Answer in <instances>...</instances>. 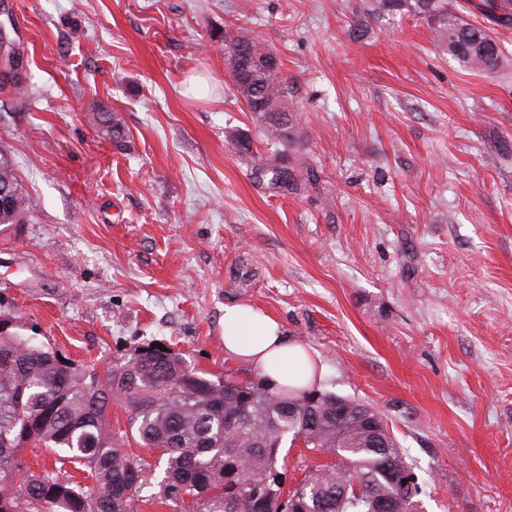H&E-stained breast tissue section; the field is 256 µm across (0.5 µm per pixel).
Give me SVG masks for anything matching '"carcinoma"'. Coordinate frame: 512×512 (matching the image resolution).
I'll return each instance as SVG.
<instances>
[{
  "label": "carcinoma",
  "instance_id": "carcinoma-1",
  "mask_svg": "<svg viewBox=\"0 0 512 512\" xmlns=\"http://www.w3.org/2000/svg\"><path fill=\"white\" fill-rule=\"evenodd\" d=\"M369 9L425 23L433 45L468 71L495 74L504 66L492 33L512 27V0H370ZM464 10L490 26L465 21ZM241 45L249 48L252 82L235 97L247 105L268 154L253 149L248 132L231 133V146L250 159L258 187L273 196L307 195L318 176L300 151L301 115L288 104L281 60L241 27L224 32L225 69L238 62ZM0 80L26 94L29 80L19 66L3 65ZM98 119L113 143L124 142L117 119L102 109ZM6 182L18 184V176L0 150V184ZM26 210L19 193L0 225L23 223ZM11 321L10 334L0 335V512H140L152 464L129 454L130 440L165 460L153 500L175 512H257L251 484L279 465L284 440L299 434L330 462L304 468L288 488L298 512H375L383 497L391 512H422L417 477L387 422L377 433L365 427L368 404L317 387L273 392L239 371L209 374L172 348L161 356L118 353L101 372L25 335L17 316ZM114 400L126 412L125 429L112 425ZM28 448L53 453L54 466L27 469ZM73 466L91 482L76 481Z\"/></svg>",
  "mask_w": 512,
  "mask_h": 512
}]
</instances>
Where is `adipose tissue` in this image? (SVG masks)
<instances>
[{
    "label": "adipose tissue",
    "instance_id": "adipose-tissue-1",
    "mask_svg": "<svg viewBox=\"0 0 512 512\" xmlns=\"http://www.w3.org/2000/svg\"><path fill=\"white\" fill-rule=\"evenodd\" d=\"M224 352L257 370L267 388H305L321 373L301 345L288 342L280 323L248 305L224 309Z\"/></svg>",
    "mask_w": 512,
    "mask_h": 512
}]
</instances>
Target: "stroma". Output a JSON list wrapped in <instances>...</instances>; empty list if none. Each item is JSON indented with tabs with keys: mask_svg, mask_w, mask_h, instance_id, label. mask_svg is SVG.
Segmentation results:
<instances>
[{
	"mask_svg": "<svg viewBox=\"0 0 512 512\" xmlns=\"http://www.w3.org/2000/svg\"><path fill=\"white\" fill-rule=\"evenodd\" d=\"M367 6L0 0L31 77L24 105L0 83L28 203L0 229V310L75 360L166 339L221 374L224 309L252 305L392 425L423 512H512V73ZM241 27L283 62L309 196L265 193L229 143L253 126L221 52Z\"/></svg>",
	"mask_w": 512,
	"mask_h": 512,
	"instance_id": "35a3bbf8",
	"label": "stroma"
}]
</instances>
